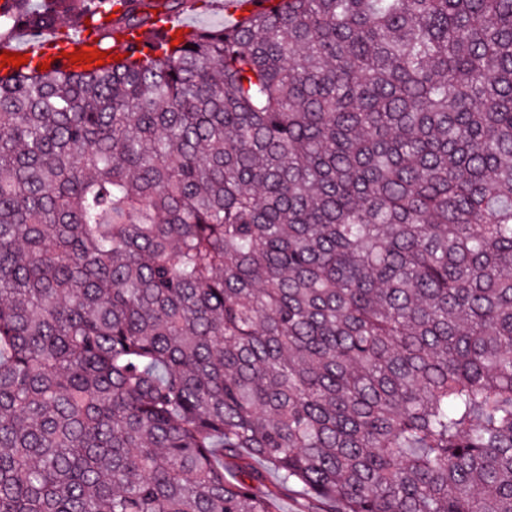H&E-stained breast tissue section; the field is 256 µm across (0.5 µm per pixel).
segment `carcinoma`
Instances as JSON below:
<instances>
[{
	"mask_svg": "<svg viewBox=\"0 0 512 512\" xmlns=\"http://www.w3.org/2000/svg\"><path fill=\"white\" fill-rule=\"evenodd\" d=\"M234 5L0 74V512H512V0ZM191 28H219L224 26V8L220 0H210L207 6L186 11L177 16Z\"/></svg>",
	"mask_w": 512,
	"mask_h": 512,
	"instance_id": "carcinoma-1",
	"label": "carcinoma"
}]
</instances>
